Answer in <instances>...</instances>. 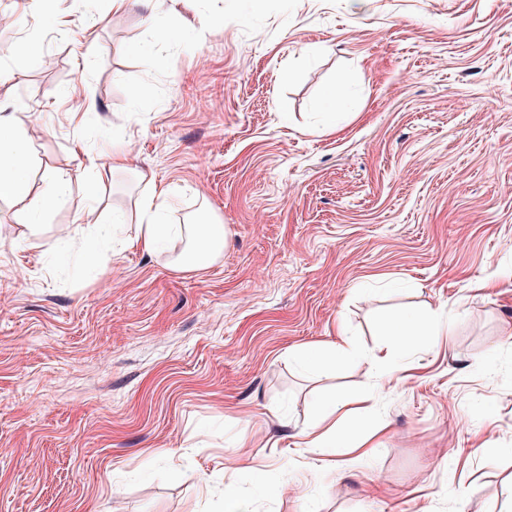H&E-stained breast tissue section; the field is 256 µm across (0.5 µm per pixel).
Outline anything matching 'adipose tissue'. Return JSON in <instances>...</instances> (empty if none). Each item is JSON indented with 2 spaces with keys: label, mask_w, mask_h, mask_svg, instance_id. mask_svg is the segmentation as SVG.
<instances>
[{
  "label": "adipose tissue",
  "mask_w": 512,
  "mask_h": 512,
  "mask_svg": "<svg viewBox=\"0 0 512 512\" xmlns=\"http://www.w3.org/2000/svg\"><path fill=\"white\" fill-rule=\"evenodd\" d=\"M36 154L24 131L22 119H0V202L12 205L13 220L26 231H34L39 215L58 202L65 193L63 182H56L49 195H32L29 174ZM169 188L147 185L135 201L139 215L133 243L152 252L171 239L187 240V248L173 263L176 270L196 271L213 265L228 245V233L220 222L200 221L193 224H168L163 220ZM379 336L394 339L404 346L426 341L434 328L426 314L402 313L383 319L377 328Z\"/></svg>",
  "instance_id": "1"
}]
</instances>
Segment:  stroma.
<instances>
[{"label":"stroma","mask_w":512,"mask_h":512,"mask_svg":"<svg viewBox=\"0 0 512 512\" xmlns=\"http://www.w3.org/2000/svg\"><path fill=\"white\" fill-rule=\"evenodd\" d=\"M24 2L0 116L33 192L68 185L34 233L0 223V512H224L228 486L246 512H512V0H179L159 63L142 5ZM142 172L171 223L223 221L219 262L127 245ZM416 309L450 332L376 336ZM340 326L350 361L296 360ZM357 388L376 446L325 465L300 432ZM108 162L101 163L99 159L87 154L88 162L94 170L100 182L107 180V177L116 170L123 169L127 162L125 141L116 136L112 142V155L108 156Z\"/></svg>","instance_id":"obj_1"}]
</instances>
